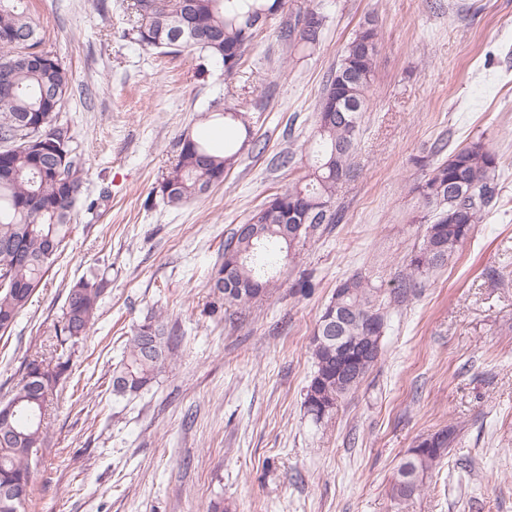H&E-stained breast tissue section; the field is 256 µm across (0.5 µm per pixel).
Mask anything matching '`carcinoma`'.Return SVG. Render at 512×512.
<instances>
[{"label": "carcinoma", "mask_w": 512, "mask_h": 512, "mask_svg": "<svg viewBox=\"0 0 512 512\" xmlns=\"http://www.w3.org/2000/svg\"><path fill=\"white\" fill-rule=\"evenodd\" d=\"M30 2L0 0V72H6L9 85L5 91L0 84L1 333L12 328L53 265L87 175L70 127L59 121L68 92L67 70L63 60L44 47ZM285 5L286 0H131L129 27L122 30V37L164 54H199L221 66L229 77L239 69L249 45L284 12ZM304 15L315 20L314 29L280 27V39L299 55L318 43L326 22L319 2ZM378 43V28L372 20L354 33L323 85L307 173L251 215L249 234L237 229L224 244L215 273L231 269L233 286L211 278L213 293L222 303L245 306L268 295L276 277L271 247L279 245L290 260L322 225L339 222L332 200L339 185L355 174L351 157L366 112ZM33 49L46 56L40 68L31 64ZM213 118L238 130L241 143H226L217 150L189 134L181 135L176 161L159 182V193L167 203L202 197L222 183L224 173L252 139L247 113L218 104ZM44 133L63 145L61 153L35 155L29 142ZM446 147L437 142L430 155L416 158L427 169L424 179L412 188L418 223L425 225V232L398 278L395 302L406 300L421 279L448 263L496 198L498 172L503 167L499 153L479 138L438 159ZM283 224L304 226L297 243L280 237ZM108 285L106 276L93 273L69 288L61 320L54 325V341L47 351L23 364L8 400L16 404L14 412L0 419V512H29L33 506L32 466L43 457L45 430L34 421V414H42L57 383L68 377L72 349L95 324ZM380 292V286L358 274L336 285L330 302L343 305L351 316L341 326L342 335L365 336L370 322L376 326L373 335H383L386 322L377 304ZM172 336L174 331L155 317H145L113 369L112 394L126 397L147 389L167 363ZM317 336L313 332L310 342L315 371L307 389L334 410L375 367L380 345L367 356L358 377L343 379L336 377L334 350L318 342ZM439 434L443 435L439 447L407 451L392 484L393 498L407 500L423 489L429 473L448 454L455 429L446 427Z\"/></svg>", "instance_id": "obj_1"}]
</instances>
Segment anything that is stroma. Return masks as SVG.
Returning a JSON list of instances; mask_svg holds the SVG:
<instances>
[{
	"instance_id": "obj_1",
	"label": "stroma",
	"mask_w": 512,
	"mask_h": 512,
	"mask_svg": "<svg viewBox=\"0 0 512 512\" xmlns=\"http://www.w3.org/2000/svg\"><path fill=\"white\" fill-rule=\"evenodd\" d=\"M31 2L68 71L60 117L88 174L46 284L0 337V401L48 347L69 288L92 269L110 281L50 398L37 512H512V0H323L309 56L290 62L274 23L229 77L121 38L129 0ZM369 18L378 55L339 223L268 297L209 314L225 241L304 175L323 84ZM217 98L244 107L254 142L222 184L171 206L155 188L179 136L215 128ZM476 138L506 163L494 208L407 300L384 302L378 364L314 420L304 398L322 309L356 273L396 286L423 234L415 157ZM283 152L293 162L280 168ZM152 312L176 331L169 360L147 390L114 398L112 370ZM449 425L458 438L423 491L394 499L408 449Z\"/></svg>"
}]
</instances>
